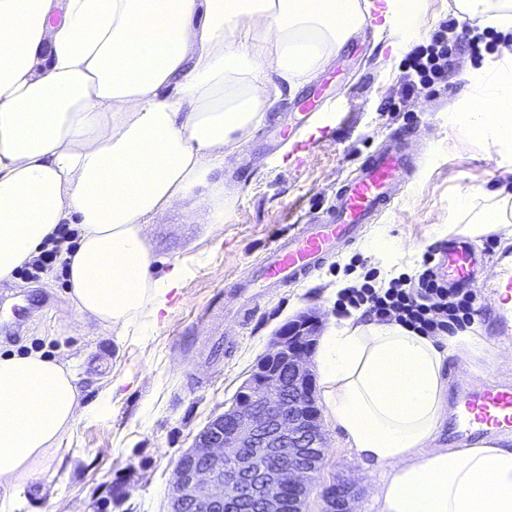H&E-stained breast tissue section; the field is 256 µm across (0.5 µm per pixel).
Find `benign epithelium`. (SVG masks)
<instances>
[{
	"instance_id": "benign-epithelium-1",
	"label": "benign epithelium",
	"mask_w": 512,
	"mask_h": 512,
	"mask_svg": "<svg viewBox=\"0 0 512 512\" xmlns=\"http://www.w3.org/2000/svg\"><path fill=\"white\" fill-rule=\"evenodd\" d=\"M317 327L301 314L276 332L231 405L179 460L169 512H224L233 502L305 512L325 448L309 368ZM321 497L325 512H351L350 487L329 486Z\"/></svg>"
}]
</instances>
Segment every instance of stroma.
I'll list each match as a JSON object with an SVG mask.
<instances>
[{
  "instance_id": "35a3bbf8",
  "label": "stroma",
  "mask_w": 512,
  "mask_h": 512,
  "mask_svg": "<svg viewBox=\"0 0 512 512\" xmlns=\"http://www.w3.org/2000/svg\"><path fill=\"white\" fill-rule=\"evenodd\" d=\"M422 2L417 25L402 38L386 28L350 40L242 143L225 172L223 223H205L188 203L153 220L148 239L154 255L178 264L183 277L149 335L117 336L85 324L61 273L35 282L16 274L0 279V305L25 309L27 316L20 335H0V353L63 358L78 377L81 403L109 395L105 405L76 420L49 466L24 480L12 498L0 499V512H167L181 456L230 404L279 327L306 312L318 317L322 331L334 328L340 318L334 285L358 281L367 271L381 280L392 271L415 274L424 253L448 239L449 225L462 223L464 194L507 183L512 149L480 143L451 120L497 67L496 54L478 68L459 57L448 87L401 98L405 52L458 11L457 0ZM314 98L331 102L318 118L334 132L316 138L305 163L293 169L283 148L304 127L302 103ZM392 131L428 140L392 212L303 282L260 299L241 325L205 329L202 315L236 308L232 289L240 277L278 236L321 216L339 182ZM382 233L410 248V255L368 254L369 242ZM476 294L471 330L486 349L475 377L512 381V341L494 335L488 324L497 299L486 288ZM322 428L326 448L317 486L351 482L354 512H375L381 471L363 467L330 420Z\"/></svg>"
}]
</instances>
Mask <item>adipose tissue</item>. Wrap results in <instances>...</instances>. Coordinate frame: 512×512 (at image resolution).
I'll return each instance as SVG.
<instances>
[{
  "mask_svg": "<svg viewBox=\"0 0 512 512\" xmlns=\"http://www.w3.org/2000/svg\"><path fill=\"white\" fill-rule=\"evenodd\" d=\"M505 33L500 67L455 120L512 146V0H459ZM358 0H0V278L57 225L78 232L69 294L115 335L157 326L179 266L148 244L158 214L196 200L224 221L227 153L366 26ZM466 235L512 223V195L481 191ZM482 338L424 336L354 314L320 338L321 399L383 479L378 512H512V448H438L449 358ZM80 406L75 374L39 353L0 355V492L56 451Z\"/></svg>",
  "mask_w": 512,
  "mask_h": 512,
  "instance_id": "1",
  "label": "adipose tissue"
}]
</instances>
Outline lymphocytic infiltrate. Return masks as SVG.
<instances>
[{
	"mask_svg": "<svg viewBox=\"0 0 512 512\" xmlns=\"http://www.w3.org/2000/svg\"><path fill=\"white\" fill-rule=\"evenodd\" d=\"M495 29L481 18L459 22L456 17L440 21L430 38L414 45L404 58L402 96L411 99L425 90L447 82L457 54L481 60L489 50ZM76 233L59 225L45 240L39 254L22 267L28 281L66 266ZM474 293L460 284L448 283L438 272L435 253L424 255L414 275L391 279L388 286L376 285L372 274L360 284L342 289L337 300L341 312L355 309L383 322L394 321L424 336H447L465 331L474 319Z\"/></svg>",
	"mask_w": 512,
	"mask_h": 512,
	"instance_id": "f902f5d3",
	"label": "lymphocytic infiltrate"
}]
</instances>
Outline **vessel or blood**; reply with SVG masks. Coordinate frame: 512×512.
<instances>
[{
	"mask_svg": "<svg viewBox=\"0 0 512 512\" xmlns=\"http://www.w3.org/2000/svg\"><path fill=\"white\" fill-rule=\"evenodd\" d=\"M413 154L400 134L357 164L342 180L326 216L279 237L273 247L239 279L236 296L243 304L307 279L328 259L354 244L369 225L378 223L411 183ZM486 263L472 243L451 239L440 248L439 273L448 281L478 284ZM454 432L473 445L489 436L512 431V384L486 382L463 389L453 408Z\"/></svg>",
	"mask_w": 512,
	"mask_h": 512,
	"instance_id": "b4317fda",
	"label": "vessel or blood"
}]
</instances>
